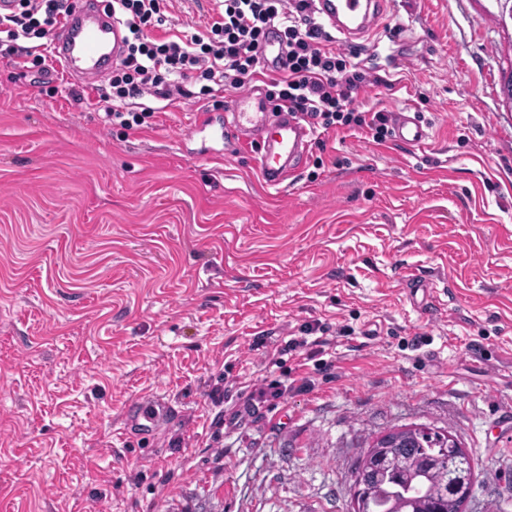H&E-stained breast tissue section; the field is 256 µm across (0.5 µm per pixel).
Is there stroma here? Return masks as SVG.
<instances>
[{"mask_svg":"<svg viewBox=\"0 0 512 512\" xmlns=\"http://www.w3.org/2000/svg\"><path fill=\"white\" fill-rule=\"evenodd\" d=\"M496 9L389 0L355 106L416 112L426 146L320 131L278 191L252 151L194 129L232 92L158 102L127 134L97 91L50 92L0 57V512H350L368 444L414 424L469 452L465 512H512V61L495 50L512 24ZM311 323L326 345L305 361L289 342ZM149 392L179 417L124 434Z\"/></svg>","mask_w":512,"mask_h":512,"instance_id":"35a3bbf8","label":"stroma"}]
</instances>
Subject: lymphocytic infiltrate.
Masks as SVG:
<instances>
[{
	"instance_id": "obj_1",
	"label": "lymphocytic infiltrate",
	"mask_w": 512,
	"mask_h": 512,
	"mask_svg": "<svg viewBox=\"0 0 512 512\" xmlns=\"http://www.w3.org/2000/svg\"><path fill=\"white\" fill-rule=\"evenodd\" d=\"M12 15L0 17V55L16 68L45 67L41 42L50 38L71 12L73 0H15ZM167 0H108L113 18L128 32L124 56L113 66L109 88L99 95L107 117L127 131L151 128L156 111L150 106L126 109L130 99L151 96L174 101L183 95L182 78L195 76L200 93L247 90L263 69L260 46L268 27H277L286 45V60L267 96L276 108H288L323 130H366L375 141L390 133L386 112H359L354 96L367 77L359 52L335 49L312 0H224L210 16L203 33L157 34Z\"/></svg>"
}]
</instances>
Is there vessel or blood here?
Segmentation results:
<instances>
[{
    "label": "vessel or blood",
    "instance_id": "b4317fda",
    "mask_svg": "<svg viewBox=\"0 0 512 512\" xmlns=\"http://www.w3.org/2000/svg\"><path fill=\"white\" fill-rule=\"evenodd\" d=\"M386 0H316L315 8L327 27L346 43L371 35L384 14ZM125 30L102 11L97 0H76L71 15L55 31L50 50L64 72L96 86L112 72L124 48ZM394 139L419 147L429 139L416 113L391 114ZM221 135H236L240 144L255 148V163L263 183L271 188L287 185L302 165L314 138L313 130L288 110H269L265 99L250 90L234 97L224 113ZM128 427L143 428L170 419L173 410L161 394L131 402Z\"/></svg>",
    "mask_w": 512,
    "mask_h": 512
}]
</instances>
